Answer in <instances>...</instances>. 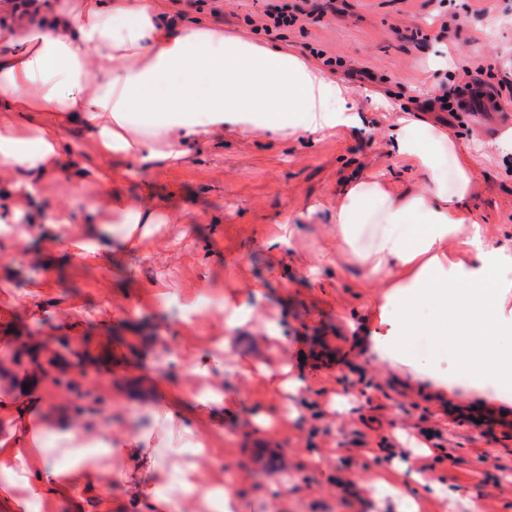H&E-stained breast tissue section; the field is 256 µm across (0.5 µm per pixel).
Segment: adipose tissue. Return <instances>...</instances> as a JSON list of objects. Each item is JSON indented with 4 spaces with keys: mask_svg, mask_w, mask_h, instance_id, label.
<instances>
[{
    "mask_svg": "<svg viewBox=\"0 0 512 512\" xmlns=\"http://www.w3.org/2000/svg\"><path fill=\"white\" fill-rule=\"evenodd\" d=\"M164 0H32L0 7V166L19 173L14 189L29 194L66 166L53 227L66 249L81 260L129 263L148 258L144 243L164 223L152 198L132 200L112 187L109 159L132 157L164 167L186 157L189 142L223 135L225 127L311 133L346 121L348 100L323 70L285 48H269L201 22L167 21ZM89 132L95 163L77 158L61 131ZM398 153L410 157L424 178L419 192H399L389 181L358 182L343 189L336 222L344 243L356 247L361 224L375 219L370 247L359 260L370 276L388 279L385 312L397 324L374 337L371 351L392 369L410 367L450 395L476 394L512 404V315L502 303L512 292V254L488 247L478 231L467 244L473 265L448 254L449 240L471 217L466 197L473 171L463 147L415 122L394 134ZM105 191L92 210L102 233L76 238V196L86 180ZM123 226V250L112 246V222ZM433 302L427 323L411 316L416 304ZM454 344L461 354L451 372L438 356L412 357L406 347L418 333ZM47 395L19 391L0 395V494L14 512L33 502L78 490L109 491L120 482L146 512H176L175 495L158 494L171 471L183 493L210 499L199 467L176 462L184 430L169 409L151 412L153 426L114 436L95 421L71 425L47 415Z\"/></svg>",
    "mask_w": 512,
    "mask_h": 512,
    "instance_id": "adipose-tissue-1",
    "label": "adipose tissue"
}]
</instances>
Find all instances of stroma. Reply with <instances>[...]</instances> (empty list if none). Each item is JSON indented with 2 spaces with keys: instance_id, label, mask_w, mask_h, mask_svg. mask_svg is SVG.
<instances>
[{
  "instance_id": "stroma-1",
  "label": "stroma",
  "mask_w": 512,
  "mask_h": 512,
  "mask_svg": "<svg viewBox=\"0 0 512 512\" xmlns=\"http://www.w3.org/2000/svg\"><path fill=\"white\" fill-rule=\"evenodd\" d=\"M299 0H167L169 15L223 26L304 60L313 50L343 58L365 79L334 77L355 108L352 124L288 135L228 129L188 146L178 164L145 169L112 159L122 192L152 193L175 218L154 236L157 259L113 268L100 293L98 266L69 260L48 234L25 252L0 238V393L36 370L75 423L113 433L148 427V408L166 390L203 391L190 361L222 351L224 422L205 458L183 433L182 460L201 462L204 487H228L238 512H512V428L494 433L462 423L485 406L412 380L371 355L386 335V293L344 247L336 212L345 184L385 176L419 190L412 161L391 129L408 99L424 100L492 66L512 80V0H344L341 15L285 31L257 28L264 10ZM448 33H441V26ZM422 30L427 41H412ZM411 119L447 133L471 152L466 205L488 245L512 249V95L480 112L414 111ZM64 180H46L25 199L0 198V221L46 224ZM51 255L53 269L37 259ZM40 292L32 316L27 296ZM304 380L299 392L273 386L283 365ZM404 457L376 462L381 440ZM287 449L278 471L259 454ZM402 494H378L380 483ZM31 512H144L120 486L35 503Z\"/></svg>"
}]
</instances>
